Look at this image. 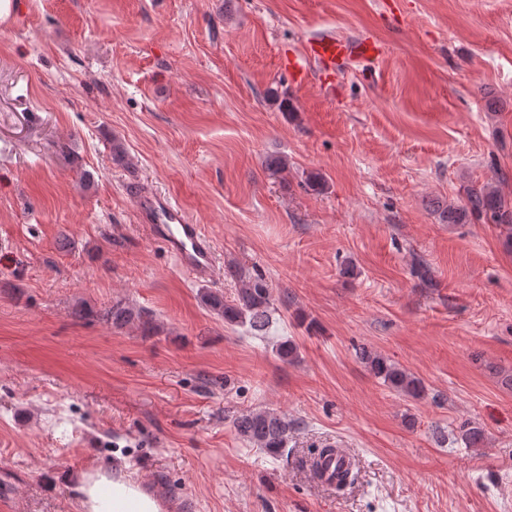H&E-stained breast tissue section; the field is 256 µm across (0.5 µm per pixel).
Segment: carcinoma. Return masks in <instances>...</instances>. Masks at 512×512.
I'll use <instances>...</instances> for the list:
<instances>
[{"label": "carcinoma", "instance_id": "obj_1", "mask_svg": "<svg viewBox=\"0 0 512 512\" xmlns=\"http://www.w3.org/2000/svg\"><path fill=\"white\" fill-rule=\"evenodd\" d=\"M441 215L442 220L448 224H465L472 216L484 219L487 224H495L506 232L505 244L512 248V199L488 183L480 187H465L461 203L444 209ZM228 274L238 281L233 299L228 302L223 295L206 291L202 301L214 314L224 318L225 323L246 325L252 335L265 337L270 327L273 305L268 282L261 274L245 275L231 267L228 268ZM99 316L112 322L116 328L137 321L146 333L158 330L157 324L145 312L119 302L101 310ZM359 356L373 375L391 390L412 398H418L424 393V385L419 378L384 356L366 348L359 352ZM234 428L252 447L278 458L287 452L288 436L293 424L283 412L252 410L236 417ZM461 431V440L469 447L484 442L483 430L478 426L466 424L461 427Z\"/></svg>", "mask_w": 512, "mask_h": 512}]
</instances>
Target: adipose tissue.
Returning <instances> with one entry per match:
<instances>
[{
  "label": "adipose tissue",
  "mask_w": 512,
  "mask_h": 512,
  "mask_svg": "<svg viewBox=\"0 0 512 512\" xmlns=\"http://www.w3.org/2000/svg\"><path fill=\"white\" fill-rule=\"evenodd\" d=\"M77 493L81 512H159L140 486L101 470L86 474Z\"/></svg>",
  "instance_id": "obj_1"
}]
</instances>
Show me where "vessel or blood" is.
<instances>
[{"instance_id":"obj_1","label":"vessel or blood","mask_w":512,"mask_h":512,"mask_svg":"<svg viewBox=\"0 0 512 512\" xmlns=\"http://www.w3.org/2000/svg\"><path fill=\"white\" fill-rule=\"evenodd\" d=\"M378 53L370 38H344L327 29L308 38L301 50L281 56L280 65L294 86L301 88L313 81L321 90L332 91L339 69L351 62L370 64ZM135 206L152 238L164 245L181 269L197 280L212 277L214 255L203 225L192 223L176 202L155 192L139 193ZM353 464L347 449L334 448L318 458L312 472L319 481L332 484Z\"/></svg>"}]
</instances>
